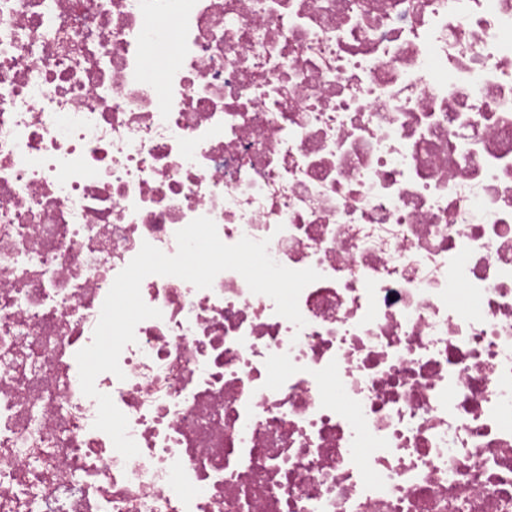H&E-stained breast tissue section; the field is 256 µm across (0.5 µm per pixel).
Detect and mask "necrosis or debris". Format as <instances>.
I'll return each mask as SVG.
<instances>
[{
    "mask_svg": "<svg viewBox=\"0 0 512 512\" xmlns=\"http://www.w3.org/2000/svg\"><path fill=\"white\" fill-rule=\"evenodd\" d=\"M201 216L321 278L146 277L127 459L75 355ZM0 512H512V0H0Z\"/></svg>",
    "mask_w": 512,
    "mask_h": 512,
    "instance_id": "necrosis-or-debris-1",
    "label": "necrosis or debris"
}]
</instances>
